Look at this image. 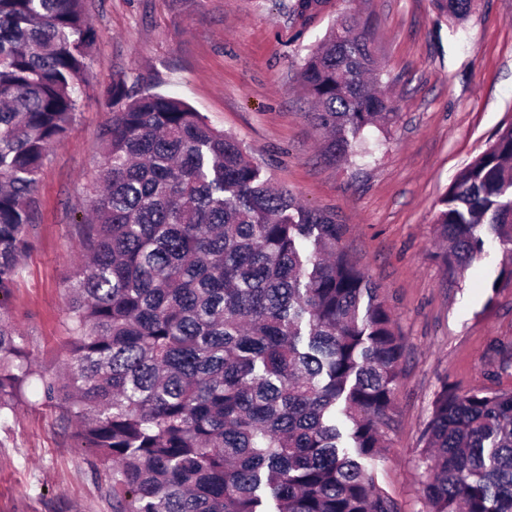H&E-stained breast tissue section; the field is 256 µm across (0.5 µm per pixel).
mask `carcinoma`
<instances>
[{
    "label": "carcinoma",
    "instance_id": "carcinoma-1",
    "mask_svg": "<svg viewBox=\"0 0 512 512\" xmlns=\"http://www.w3.org/2000/svg\"><path fill=\"white\" fill-rule=\"evenodd\" d=\"M330 0H293L298 22ZM454 22L472 0H433ZM96 37L86 0H0V302L32 247L39 176L78 112ZM297 79L354 153L396 123L367 24L335 20ZM102 190L80 221L66 374L0 311V425L36 381L110 472L112 512H398L365 461L382 455L403 352L379 288L333 215L269 186L231 135L184 101L104 89ZM448 275L498 243L512 279V124L440 199ZM424 512H512V391L443 386L422 434Z\"/></svg>",
    "mask_w": 512,
    "mask_h": 512
}]
</instances>
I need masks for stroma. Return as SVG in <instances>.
Segmentation results:
<instances>
[{"label": "stroma", "instance_id": "1", "mask_svg": "<svg viewBox=\"0 0 512 512\" xmlns=\"http://www.w3.org/2000/svg\"><path fill=\"white\" fill-rule=\"evenodd\" d=\"M291 0H87L96 38L68 138L40 176L33 247L5 308L38 362L61 370L71 331L65 285L83 246L102 156L99 132L117 107L113 76L175 96L233 135L272 185L334 213L341 244L378 285L404 343L389 446L373 471L398 512H422L421 430L442 384L512 390V281L502 252L448 277L435 260L442 194L512 123V0H473L464 21L432 0H331L300 25ZM370 18L398 121L365 133L369 153L323 158L296 71L337 15ZM495 305H488V297ZM74 424L30 387L0 428V512H112L109 480Z\"/></svg>", "mask_w": 512, "mask_h": 512}]
</instances>
